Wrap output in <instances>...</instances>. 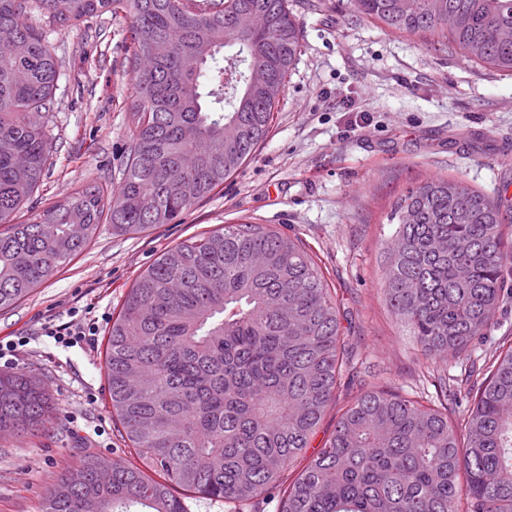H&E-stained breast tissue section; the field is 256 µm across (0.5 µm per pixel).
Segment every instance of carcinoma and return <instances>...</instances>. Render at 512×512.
I'll return each mask as SVG.
<instances>
[{
	"instance_id": "cac0c4a2",
	"label": "carcinoma",
	"mask_w": 512,
	"mask_h": 512,
	"mask_svg": "<svg viewBox=\"0 0 512 512\" xmlns=\"http://www.w3.org/2000/svg\"><path fill=\"white\" fill-rule=\"evenodd\" d=\"M433 50L512 72V0H337ZM132 22V149L113 193L79 189L13 223L44 181L45 119L60 76L45 26L106 12ZM288 0H0V309L91 244L98 226L175 224L268 138L301 46ZM235 53L215 65L224 48ZM383 296L433 360L466 355L512 273V207L465 179L432 178L393 205ZM56 225L46 238L40 225ZM72 224L85 235H69ZM112 417L138 463L87 456L42 512H189L176 491L228 512H512V345L486 369L463 423L377 387L284 484L350 372L340 307L310 249L260 224L169 248L128 289L105 336ZM51 396L0 373V432L47 431Z\"/></svg>"
}]
</instances>
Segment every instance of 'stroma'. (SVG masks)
<instances>
[{
  "instance_id": "obj_1",
  "label": "stroma",
  "mask_w": 512,
  "mask_h": 512,
  "mask_svg": "<svg viewBox=\"0 0 512 512\" xmlns=\"http://www.w3.org/2000/svg\"><path fill=\"white\" fill-rule=\"evenodd\" d=\"M301 52L255 156L223 187L195 202L179 223L141 234L100 225L73 263L27 298L0 310V344L20 342L18 368L49 388L57 424L36 436L0 433V512H41L64 473L84 456L124 458L103 370L104 336L136 277L167 248L227 224H263L312 250L340 303V322L359 370L406 398L433 400L439 373L451 388L476 390L484 368L512 344V295L468 358L427 363L383 293L392 206L409 186L461 177L512 200V74L470 61L454 46L392 33L336 0H288ZM60 77L44 183L18 216L32 220L79 188L117 189L128 160L131 20L104 13L85 26L48 27ZM93 327L92 343L70 347L50 325Z\"/></svg>"
}]
</instances>
